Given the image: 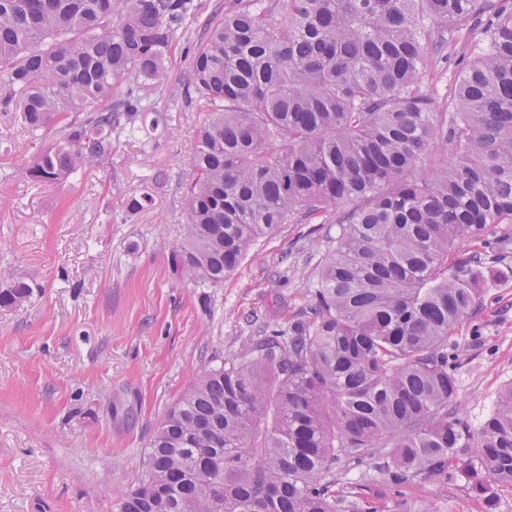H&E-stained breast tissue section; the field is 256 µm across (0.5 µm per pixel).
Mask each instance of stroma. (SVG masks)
<instances>
[{
  "label": "stroma",
  "mask_w": 512,
  "mask_h": 512,
  "mask_svg": "<svg viewBox=\"0 0 512 512\" xmlns=\"http://www.w3.org/2000/svg\"><path fill=\"white\" fill-rule=\"evenodd\" d=\"M189 67L175 50L160 121L61 183L18 175L53 139L0 111V289L30 287L22 305L0 307V512H117L169 406L254 335L249 314L285 323L336 241L335 224H283L223 285L176 278L202 120L175 99ZM135 198L142 208L130 209ZM458 336L451 410L476 427L512 382V242ZM407 495L478 512L459 487L427 482Z\"/></svg>",
  "instance_id": "1"
}]
</instances>
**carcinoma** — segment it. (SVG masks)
I'll return each mask as SVG.
<instances>
[{
  "label": "carcinoma",
  "instance_id": "carcinoma-1",
  "mask_svg": "<svg viewBox=\"0 0 512 512\" xmlns=\"http://www.w3.org/2000/svg\"><path fill=\"white\" fill-rule=\"evenodd\" d=\"M200 0H0V107L57 138L20 169L58 183L156 111ZM467 31L439 101L423 85ZM200 112L174 274L221 285L281 224H339L308 300L205 369L149 442L119 512H437L403 488H512V383L456 418V332L512 224V0H224L181 88ZM468 238L475 248L456 251ZM30 293L19 281L0 307ZM374 464L384 509L336 488Z\"/></svg>",
  "mask_w": 512,
  "mask_h": 512
}]
</instances>
